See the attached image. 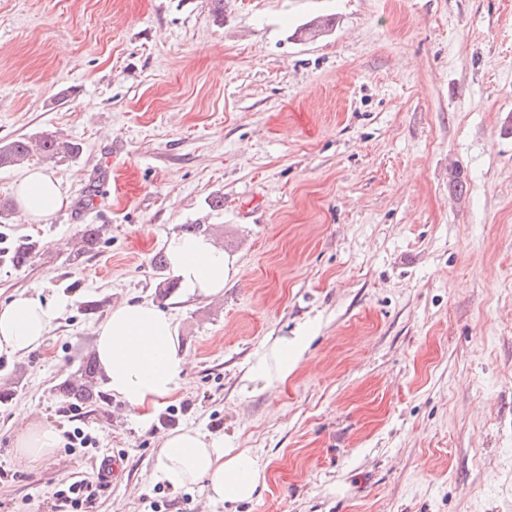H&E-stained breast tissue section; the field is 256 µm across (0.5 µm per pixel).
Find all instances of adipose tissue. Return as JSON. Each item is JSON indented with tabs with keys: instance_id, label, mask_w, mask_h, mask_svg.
Returning <instances> with one entry per match:
<instances>
[{
	"instance_id": "ef3b65f1",
	"label": "adipose tissue",
	"mask_w": 512,
	"mask_h": 512,
	"mask_svg": "<svg viewBox=\"0 0 512 512\" xmlns=\"http://www.w3.org/2000/svg\"><path fill=\"white\" fill-rule=\"evenodd\" d=\"M17 202L35 223L62 207L59 182L31 169L15 187ZM170 271L188 295L216 297L232 267L223 249L207 237L174 236L166 242ZM66 300L22 291L0 304V357L37 350L59 317ZM177 327L151 302L117 306L96 326L94 354L110 392L128 406L149 410L165 403L185 381L187 358L176 344ZM308 339L276 337L251 364L247 378L273 386L284 382L301 360ZM62 432L48 424L29 425L16 441L18 452L38 458L59 448ZM155 475L178 490L201 486L211 500L229 504L251 501L264 481L259 455L249 448L225 447L223 439L184 429L165 436L157 453Z\"/></svg>"
}]
</instances>
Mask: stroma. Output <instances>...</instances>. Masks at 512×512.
Listing matches in <instances>:
<instances>
[{"label": "stroma", "mask_w": 512, "mask_h": 512, "mask_svg": "<svg viewBox=\"0 0 512 512\" xmlns=\"http://www.w3.org/2000/svg\"><path fill=\"white\" fill-rule=\"evenodd\" d=\"M44 135L82 150L0 167V248L39 243L0 263V303L66 305L41 350L0 358V512H59L113 453L89 512H512V0H0V143ZM30 168L65 198L35 224L14 207ZM86 224L104 242L70 260ZM185 224L234 259L223 296L158 298ZM140 301L173 317L183 387L146 418L64 409L54 384ZM275 336L308 337L297 368L243 388ZM21 411L93 442L27 462ZM187 427L261 457L252 501L154 478ZM34 248L35 244L32 241L18 240L7 251H0V261L21 267L26 264Z\"/></svg>", "instance_id": "1"}]
</instances>
